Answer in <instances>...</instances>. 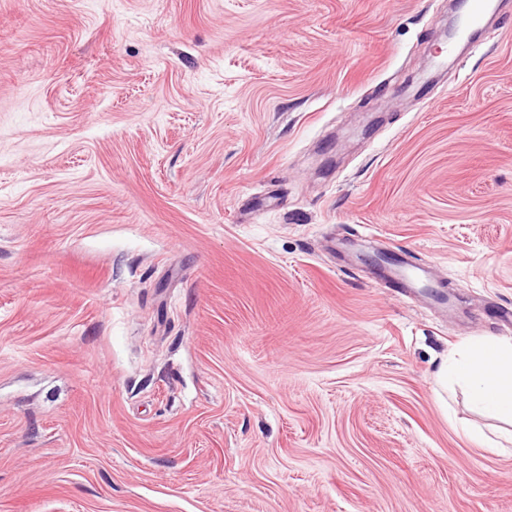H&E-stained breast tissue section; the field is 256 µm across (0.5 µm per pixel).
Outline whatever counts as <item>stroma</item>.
<instances>
[{
    "mask_svg": "<svg viewBox=\"0 0 512 512\" xmlns=\"http://www.w3.org/2000/svg\"><path fill=\"white\" fill-rule=\"evenodd\" d=\"M449 6L0 0V512H512L436 382L512 340V0ZM383 271L394 276L400 281L401 287L403 288V294L406 296H414L415 293H423L431 298L438 304H444V298L437 297L429 290L430 286L427 282L426 271L421 268H416L415 272H408L406 270L407 263L395 264L391 266H384L381 263H377Z\"/></svg>",
    "mask_w": 512,
    "mask_h": 512,
    "instance_id": "obj_1",
    "label": "stroma"
}]
</instances>
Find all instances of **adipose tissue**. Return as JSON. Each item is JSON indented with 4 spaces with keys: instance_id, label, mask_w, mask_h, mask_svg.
Returning <instances> with one entry per match:
<instances>
[{
    "instance_id": "obj_1",
    "label": "adipose tissue",
    "mask_w": 512,
    "mask_h": 512,
    "mask_svg": "<svg viewBox=\"0 0 512 512\" xmlns=\"http://www.w3.org/2000/svg\"><path fill=\"white\" fill-rule=\"evenodd\" d=\"M437 379L463 388L478 412L512 425V343L475 338L442 361Z\"/></svg>"
}]
</instances>
